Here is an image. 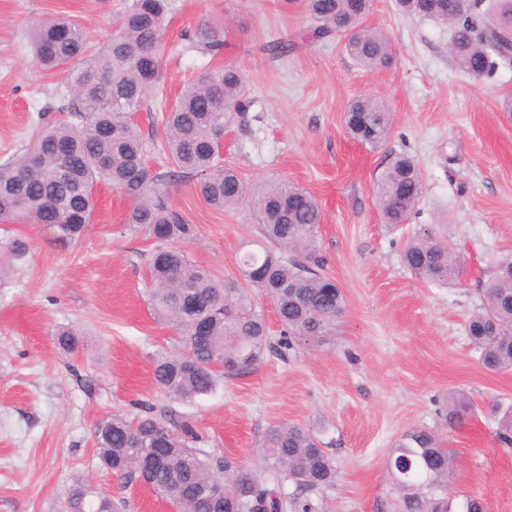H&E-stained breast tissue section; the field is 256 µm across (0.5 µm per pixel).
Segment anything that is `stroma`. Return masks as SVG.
<instances>
[{
  "label": "stroma",
  "instance_id": "obj_1",
  "mask_svg": "<svg viewBox=\"0 0 512 512\" xmlns=\"http://www.w3.org/2000/svg\"><path fill=\"white\" fill-rule=\"evenodd\" d=\"M124 3L0 0V163L31 145L38 112L70 100L68 73L40 71L31 58L33 23L65 15L100 45ZM366 22L392 49L389 64L372 71L342 41L312 38L304 0H168L161 89L134 116L149 165L165 171L161 107L211 70L239 71L243 108L224 131L222 161L246 184L285 179L316 198L323 273L348 302L332 342L284 347L272 305L255 297L269 328L256 370L171 401L157 390L153 367L181 345L151 308L148 262L158 243L126 223L131 200L98 186L92 221L76 238L25 221L0 224V247L18 239L28 248L0 280V512H66L81 484L108 496L113 512H175L96 453V421L146 411L170 428L193 427L201 454L258 470L270 426L312 428L336 463V480L317 492L283 482L294 502L287 512H302L305 502L311 512H378L387 454L414 427L434 431L453 453L448 493L512 512V446L498 441L492 411L512 404V372L485 371L464 331L496 259L512 251V113L502 110L512 69L471 77L448 53L450 28L401 14L395 0H373ZM204 24L219 29V52L193 41ZM368 95L394 117L377 149L355 141L343 120L348 104ZM393 151L415 159L424 183L402 230L381 222L375 193ZM196 183L176 178L164 198L191 227L179 246L217 281H237L240 250L257 239L258 225L247 206L210 207ZM430 227L465 259L458 285L423 283L401 262L408 235ZM66 326L81 333L78 352L55 343ZM455 390L474 410L451 427L443 406Z\"/></svg>",
  "mask_w": 512,
  "mask_h": 512
}]
</instances>
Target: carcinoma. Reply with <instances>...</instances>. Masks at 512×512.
Listing matches in <instances>:
<instances>
[{
    "label": "carcinoma",
    "instance_id": "1",
    "mask_svg": "<svg viewBox=\"0 0 512 512\" xmlns=\"http://www.w3.org/2000/svg\"><path fill=\"white\" fill-rule=\"evenodd\" d=\"M373 0H306L319 38L337 36L348 54L373 70L389 56L384 36L365 25ZM400 11L455 28L449 53L472 76L512 68V0H396ZM166 22V0H127L118 28L106 43L92 49L84 29L68 17L37 23L29 38L34 63L43 70L65 68L70 75L69 106L57 115L41 114L35 141L24 153L0 164V224L28 220L74 237L91 223L94 189L104 183L122 190L134 206L126 223L138 224L159 242L176 241L190 226L163 204L170 181L198 177L197 191L211 207L224 210L244 203L253 210L262 237L289 256L260 243L245 250L239 269L250 290L215 281L203 266L190 262L172 245L158 249L149 262V297L158 316L181 336L183 351L158 360L153 378L170 400L184 402L209 393L221 377L252 372L266 349L268 329L250 291L268 298L288 335L322 344L335 335L347 302L342 289L322 273L316 246L321 211L305 189L287 181L250 187L219 161L217 140L242 106L241 76L224 67L188 84L172 103L163 129L170 170L152 172L131 114L160 83L159 36ZM193 39L218 51L219 32L207 25ZM349 133L371 147L390 137L392 117L382 101L362 97L344 115ZM380 217L394 228L405 225L423 196V179L415 161L392 153L375 182ZM409 272L423 282L452 285L463 272L460 256L439 234L429 231L409 239L402 252ZM470 343L491 373L512 371V254L500 257L483 291L482 304L466 325ZM56 344L66 352L79 348V333L62 328ZM473 408L462 391L448 393L446 417L452 425ZM497 438L512 444V406L501 409ZM170 438L165 454L147 469L153 490L179 512H241L249 500L256 512H286L281 491L286 479L303 490L333 485L336 465L308 428L296 424L269 427L261 447L277 473L269 486L256 470L239 468L222 477L223 465L209 461L191 446L195 431L179 432L151 415L134 420L113 415L95 423L93 440L102 463L120 474H139L152 455L155 440ZM453 459L443 440L425 428L404 433L389 450V492L381 512H488L476 495L447 497ZM223 479L224 494L214 481ZM69 512H112L107 496L93 499L77 487Z\"/></svg>",
    "mask_w": 512,
    "mask_h": 512
}]
</instances>
